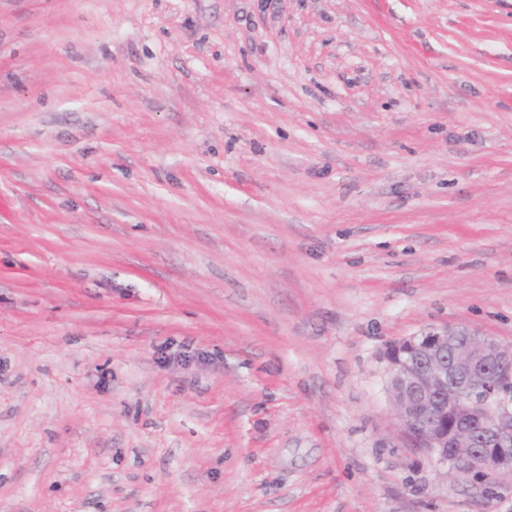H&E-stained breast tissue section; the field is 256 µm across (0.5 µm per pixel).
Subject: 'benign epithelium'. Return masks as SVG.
Instances as JSON below:
<instances>
[{
    "label": "benign epithelium",
    "instance_id": "7a95c632",
    "mask_svg": "<svg viewBox=\"0 0 512 512\" xmlns=\"http://www.w3.org/2000/svg\"><path fill=\"white\" fill-rule=\"evenodd\" d=\"M388 393L410 444L448 464V477L498 495L512 477V392L477 395L512 379V345L465 328L411 336L387 355Z\"/></svg>",
    "mask_w": 512,
    "mask_h": 512
}]
</instances>
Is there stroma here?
<instances>
[{"instance_id": "stroma-1", "label": "stroma", "mask_w": 512, "mask_h": 512, "mask_svg": "<svg viewBox=\"0 0 512 512\" xmlns=\"http://www.w3.org/2000/svg\"><path fill=\"white\" fill-rule=\"evenodd\" d=\"M512 344V0H0V512H512L395 342Z\"/></svg>"}]
</instances>
